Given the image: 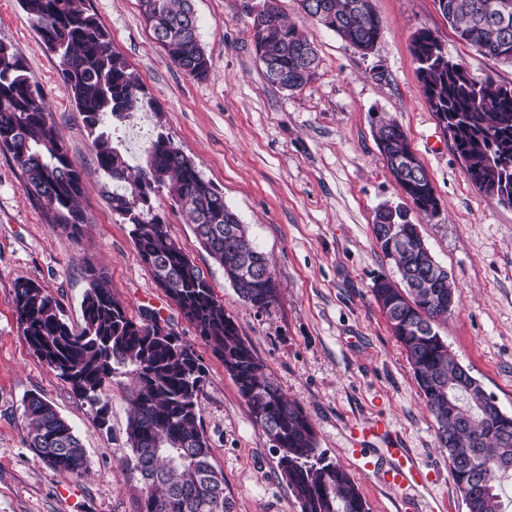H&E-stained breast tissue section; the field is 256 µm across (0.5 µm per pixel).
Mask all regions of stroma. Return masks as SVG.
<instances>
[{
  "instance_id": "1",
  "label": "stroma",
  "mask_w": 512,
  "mask_h": 512,
  "mask_svg": "<svg viewBox=\"0 0 512 512\" xmlns=\"http://www.w3.org/2000/svg\"><path fill=\"white\" fill-rule=\"evenodd\" d=\"M263 0H195L209 75L196 79L170 62L145 26L139 0H85L112 45L139 77L152 105L147 135L163 133L223 194L252 239L271 259L277 302L247 306L200 246L167 192L152 205L216 295L270 378L308 414L317 447L358 485L369 512H467L436 441V425L406 353L372 294L373 279L396 278L372 234L379 208L404 195L375 141L378 116L394 118L440 198L419 229L453 278L458 303L437 330L452 355L512 415V208L478 191L422 92L411 40L434 32L449 57L475 77L512 83V66L461 42L437 0H372L383 35L362 56L335 33L304 17L296 0L281 13L321 57L315 79L285 91L270 84L258 58L251 13ZM0 42L20 54L45 96L52 121L81 169L86 216L82 239L46 224L22 187L10 156L0 153V512H136L140 485L125 468L131 378L108 382L110 429L29 348L15 310L14 285L29 278L82 320L87 269L101 273L129 316L146 311L168 322L206 368L198 396L201 426L223 470L233 512H301L276 453L222 361L197 336L141 262L128 225L113 214L112 185L69 98L59 59L43 46L19 0H0ZM383 79H375V69ZM42 395L68 420L87 451L89 471L59 475L26 442L23 400ZM386 426L420 464L425 481L411 493L362 473L353 439Z\"/></svg>"
}]
</instances>
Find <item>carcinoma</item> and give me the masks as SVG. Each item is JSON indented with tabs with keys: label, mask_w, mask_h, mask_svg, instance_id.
I'll use <instances>...</instances> for the list:
<instances>
[{
	"label": "carcinoma",
	"mask_w": 512,
	"mask_h": 512,
	"mask_svg": "<svg viewBox=\"0 0 512 512\" xmlns=\"http://www.w3.org/2000/svg\"><path fill=\"white\" fill-rule=\"evenodd\" d=\"M46 49L58 55L61 74L77 112L93 136L97 164L112 180V212L130 226L142 263L165 290L197 336L224 363L253 422L280 452L278 466L302 512H368L347 471L326 461L302 406L291 401L266 373L263 362L239 335L238 325L216 296L208 276L171 236L154 212L151 196L169 189L173 207L193 226L202 247L224 271L242 301L256 311L277 302L279 288L269 257L224 202V195L198 170L194 160L169 138L157 134L144 161L129 164L114 146L112 130L144 107V88L112 37L85 0H21ZM300 12L342 40L373 44L381 24L366 0H297ZM440 12L458 39L483 55L512 65V22L501 26L490 14L496 0H443ZM143 21L170 61L186 74L205 79L208 58L198 35L194 0H140ZM262 25L252 23L263 70H277L278 87L294 91L318 74L321 59L296 25L272 5ZM412 53L424 97L435 116L455 125L457 156L477 188L497 181L512 187V90L492 77H473L459 62L440 60L441 45L429 29L412 39ZM377 145L386 166L412 208L381 210L373 236L398 279H374L373 296L393 336L405 349L426 407L436 423L438 448L448 458L467 512H508L502 495L512 469L499 466L501 451L512 448V415L481 407L478 389L460 384L456 360L436 330L450 315L448 296L456 285L433 258L410 212L433 214L419 182L423 165L408 154L407 133L394 120H380ZM0 153L11 156L22 187L46 223L68 236L82 237L79 207L83 181L57 127L49 121L43 94L31 81L22 58L0 42ZM80 326L64 318L56 298L32 280L15 283V309L33 353L67 382L96 414L99 429L110 430V407L103 389L113 377L134 376L129 400L125 466L141 484L136 512H232L224 473L212 463L209 438L201 428L198 395L205 368L194 348L152 313L129 317L104 277L88 270ZM26 441L49 469L82 475L86 451L72 427L39 395L23 400Z\"/></svg>",
	"instance_id": "carcinoma-1"
}]
</instances>
